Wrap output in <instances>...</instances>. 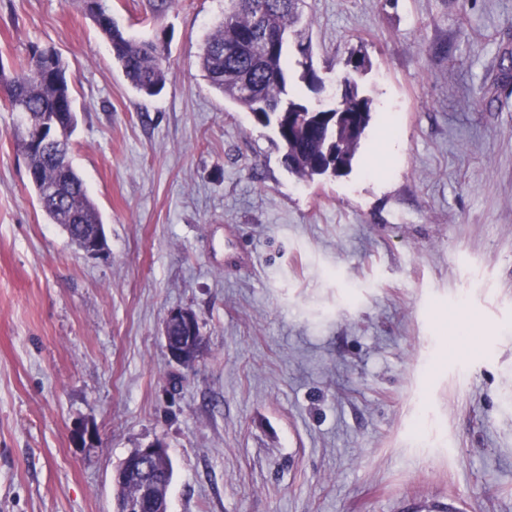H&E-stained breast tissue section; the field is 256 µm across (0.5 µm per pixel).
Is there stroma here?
<instances>
[{
    "mask_svg": "<svg viewBox=\"0 0 512 512\" xmlns=\"http://www.w3.org/2000/svg\"><path fill=\"white\" fill-rule=\"evenodd\" d=\"M106 5L166 34L160 94L81 0H0L1 63L67 64L108 243L51 223L0 103V512H114L157 438L168 512H512V0H306L326 93L361 44L374 100L351 172L314 182L202 76L224 0ZM176 308L206 341L190 371ZM180 328L183 335L180 336V344L170 345V332L174 328ZM201 331L196 314L188 309H173L168 312L163 327L165 348L169 357L184 368H192L200 358L199 341Z\"/></svg>",
    "mask_w": 512,
    "mask_h": 512,
    "instance_id": "1",
    "label": "stroma"
}]
</instances>
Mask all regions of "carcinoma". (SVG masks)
<instances>
[{"instance_id":"1","label":"carcinoma","mask_w":512,"mask_h":512,"mask_svg":"<svg viewBox=\"0 0 512 512\" xmlns=\"http://www.w3.org/2000/svg\"><path fill=\"white\" fill-rule=\"evenodd\" d=\"M303 0H224V19L208 37L199 55L203 77L210 86L248 112L255 121L272 127L284 149L290 172L304 181L328 174L323 167L326 154L339 153L350 171L353 160L372 120L373 100L359 93L355 80L344 79L341 100L332 108L320 109L298 95L290 83V71L301 69L299 78L310 90L319 86L321 78L314 71L311 53H294L289 48L270 51L269 42L287 37L290 45L310 49L307 37L297 25L301 21ZM106 39L112 60L138 92L157 95L165 86L168 68L166 50L158 39L137 40L125 34L112 15L100 7L96 13L86 12ZM370 61L360 49H352L342 58L343 73H360ZM66 63L51 45L32 43L26 54L11 70L0 61V99L14 112L25 116V124L52 117L66 136L62 157L37 151L28 135H17L24 152L30 182L37 199H42L49 186L61 187L56 201L41 208L54 224L63 227L102 223L100 214L89 197L83 179L74 169L71 136L77 126L72 90L68 84ZM302 112L303 124L288 130V121H277L272 113L284 105Z\"/></svg>"}]
</instances>
